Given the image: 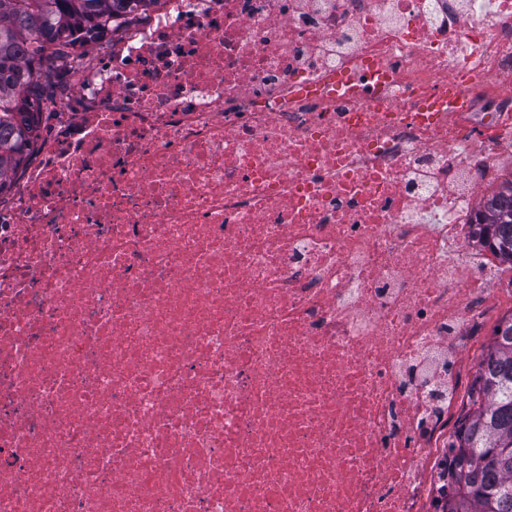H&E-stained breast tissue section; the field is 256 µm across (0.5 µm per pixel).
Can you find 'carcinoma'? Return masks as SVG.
<instances>
[{
    "instance_id": "carcinoma-1",
    "label": "carcinoma",
    "mask_w": 512,
    "mask_h": 512,
    "mask_svg": "<svg viewBox=\"0 0 512 512\" xmlns=\"http://www.w3.org/2000/svg\"><path fill=\"white\" fill-rule=\"evenodd\" d=\"M153 0H0V194L30 158L53 89L68 77L75 33L93 36L111 19ZM478 236L512 263V181L478 213ZM450 444L444 512H512V313L499 319L468 391Z\"/></svg>"
}]
</instances>
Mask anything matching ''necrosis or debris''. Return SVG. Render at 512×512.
<instances>
[{"instance_id":"necrosis-or-debris-1","label":"necrosis or debris","mask_w":512,"mask_h":512,"mask_svg":"<svg viewBox=\"0 0 512 512\" xmlns=\"http://www.w3.org/2000/svg\"><path fill=\"white\" fill-rule=\"evenodd\" d=\"M505 151L512 0L115 19L0 197V512H442Z\"/></svg>"}]
</instances>
